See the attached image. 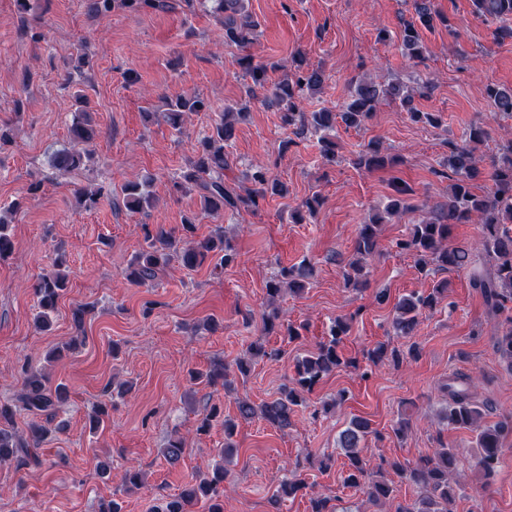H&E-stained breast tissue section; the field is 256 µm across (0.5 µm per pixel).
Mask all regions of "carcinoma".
<instances>
[{
    "label": "carcinoma",
    "instance_id": "1",
    "mask_svg": "<svg viewBox=\"0 0 512 512\" xmlns=\"http://www.w3.org/2000/svg\"><path fill=\"white\" fill-rule=\"evenodd\" d=\"M213 12L222 16L224 43L233 44L246 50L254 39L257 22L248 10V0H211ZM137 10L140 8L164 9L166 0H90L89 8L106 17L112 13L115 4ZM475 15L484 19L512 21V0H473ZM416 19L403 22L400 39L405 53L413 60L423 58L420 29H432L437 21L446 18L435 9L434 0H413ZM239 65L246 70L261 90L268 92L269 101L283 109L282 125L296 135L312 127L324 132L321 137L322 158L327 162L336 159L335 143L325 132L333 128L336 120L348 128H360L372 119L379 99L387 96L399 101L406 109L411 121L425 125L438 124V117L431 112H420L413 105L414 95L431 92L434 84L426 82L408 86L397 82L387 87L371 77L355 82L350 101L337 112L324 110L306 113L301 111L298 97L301 93L321 88L324 72L311 68L300 57L289 63V72L281 80L269 82L268 71L275 67L256 62L250 54L239 58ZM484 94L491 102L494 117L512 119V88H499L492 84L484 86ZM166 122L174 129L182 128L184 118L193 112L208 109L205 100L197 95L178 96L162 100ZM245 116L243 112L224 109L211 126L209 134L203 137L188 166L179 174L173 188L180 192L197 190L203 199V210L219 215L224 209L256 210L259 201L268 196L286 193L284 183L278 181L264 164L253 166L249 174L251 187L241 191L224 182V170L230 167L224 144L232 139L235 122ZM73 144L54 152L49 159L52 169L71 172L91 160V152L83 148L96 134L93 120L88 112L75 113L71 125ZM505 139L498 144V150L490 158L488 178L492 188L477 191L476 180L482 175L481 158L476 155L477 146L489 139V131L481 126L470 128L466 141H448V154L444 165L448 168V202L424 213L418 223L411 225L405 238L395 246L411 254L421 274L427 276L430 266L441 270H465L470 284L484 297L489 312L499 319L497 348L512 364V132L504 133ZM356 167L368 171L397 165V161L383 153L380 142L373 141L359 152L354 161ZM106 197L105 189L84 188L79 190L84 207H96ZM154 195L148 190V181L129 180L121 188V195H115L112 203L122 204L133 213L141 212L154 205ZM383 224L382 217L372 215L359 224L354 244V258L343 272L345 286L355 290L365 289L368 279L364 273L365 262L378 250ZM457 224H479L483 229L480 252L473 253L467 248L452 246L449 239ZM145 246L129 263L124 272L126 283L142 288H151L161 273L176 261L187 271H193L208 257L215 258L219 265L227 267L237 260L234 246L218 232L212 236L196 237L195 221L187 218L181 224L180 232L167 231L158 225H143ZM64 260L60 257L53 262V269L41 276L34 286L37 297L36 320L42 324L50 322L57 310V303L64 294L67 275L61 271ZM313 276V267L303 261L291 267H284L280 274L266 284L267 305L271 310L261 315L260 335L273 334L294 340L300 336L299 328L282 320L283 311L273 307L284 292L302 291ZM448 282L435 283L427 291L412 292L402 296L394 306L392 326L395 335L410 339L415 336L419 317L433 310L447 297ZM353 317L338 316L331 321L327 340L318 343L314 352L297 361L296 377L292 384L282 388L279 395L256 405L248 400L237 402V414L224 416L220 406L214 404L204 408L202 418L196 426L197 434L208 433L214 424L224 427V448L220 450L221 463L211 473L185 485L177 494L158 498L155 512H191L194 504L204 501L207 512H224V480L227 476L226 463L236 448L234 436L239 422L259 418L272 427L285 430L293 426L298 408L303 406L305 395L312 392L321 379L350 361L338 352L344 338L350 335ZM418 354L415 343L407 350L388 348L382 343L367 349L363 357L367 361L362 377L367 378L383 363L400 362L405 355ZM279 350L269 349L260 341L247 346L235 361L236 371L248 376L253 361L259 357L272 358ZM22 392L14 400H0V464L14 463L23 469L41 464L38 450L47 433V424L54 421L58 407L68 400L65 385L49 386V377L41 370L28 365L24 368ZM190 376L210 386L228 388L233 384V374L228 365L217 361L205 372L192 371ZM472 377L455 373L448 377L444 390L448 392V403L441 410V420L449 426L471 429L475 432V454L479 470L485 479L492 478L504 463V440L512 435V417L492 425L483 423L484 412L479 402L472 397ZM33 416L28 423L26 434L15 431L18 413ZM373 433L370 423L353 417L339 433L337 449L344 457L343 482L346 486L361 490L366 502L375 506L374 512H453L451 505L457 495L455 462L457 451L444 444L423 456L413 464H402L396 460L378 465L372 472L369 461L362 455V448ZM185 440L175 434L168 439L165 458L171 463L179 462L184 454ZM405 480L415 488L416 497L407 505H397L395 510L387 508L393 499V481L386 473ZM306 487L302 478H288L271 496L273 508L281 500L292 497ZM309 512H337L332 498L314 494L309 498Z\"/></svg>",
    "mask_w": 512,
    "mask_h": 512
}]
</instances>
